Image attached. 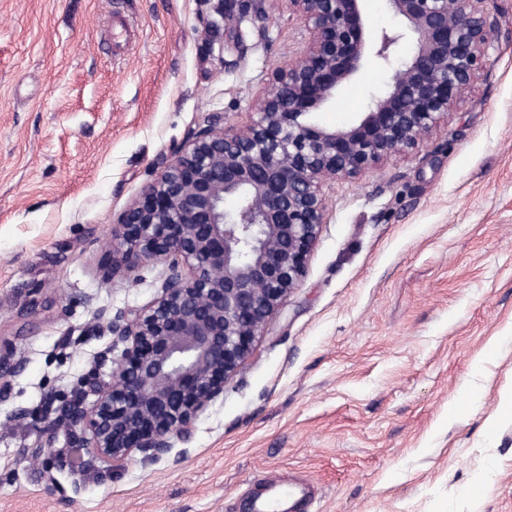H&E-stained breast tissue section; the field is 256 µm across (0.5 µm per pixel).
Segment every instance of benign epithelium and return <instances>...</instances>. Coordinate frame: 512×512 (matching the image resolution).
Wrapping results in <instances>:
<instances>
[{"label": "benign epithelium", "instance_id": "7a95c632", "mask_svg": "<svg viewBox=\"0 0 512 512\" xmlns=\"http://www.w3.org/2000/svg\"><path fill=\"white\" fill-rule=\"evenodd\" d=\"M365 0H288L307 38L277 71L242 131L213 115L188 131L160 176L113 230L110 268L163 266L149 305L95 315L111 336L79 386L39 428L35 457L59 468L55 450L83 448L87 465L139 452L160 460L173 438L190 437L198 417L224 395L262 328L298 288L322 225V185L355 179L395 154L416 151L483 69L490 0H388L396 25L368 31ZM247 0H218L223 17ZM416 40L392 82L371 95L348 127L311 120L362 66L366 51L390 63ZM238 207L224 211V199ZM113 363L109 380L100 370Z\"/></svg>", "mask_w": 512, "mask_h": 512}]
</instances>
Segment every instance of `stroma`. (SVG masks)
<instances>
[{
  "instance_id": "stroma-1",
  "label": "stroma",
  "mask_w": 512,
  "mask_h": 512,
  "mask_svg": "<svg viewBox=\"0 0 512 512\" xmlns=\"http://www.w3.org/2000/svg\"><path fill=\"white\" fill-rule=\"evenodd\" d=\"M217 4L0 0V512H250L277 476L315 512H512V0L418 151L324 183L302 282L169 457L78 480L84 449L22 456L109 349L96 312L159 294V266L108 270L121 214L189 128L248 125L305 39L288 0L241 22ZM394 73L368 60L315 122L351 124Z\"/></svg>"
}]
</instances>
